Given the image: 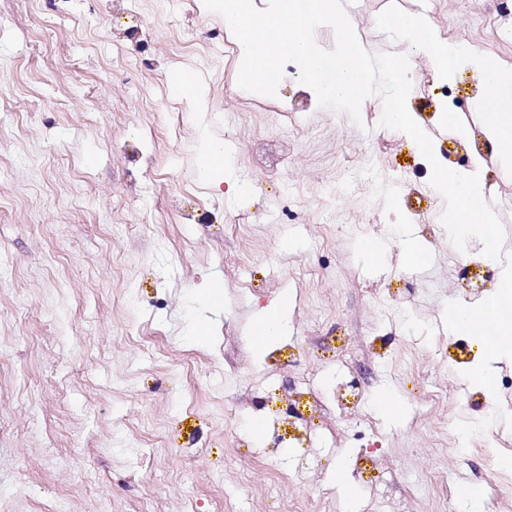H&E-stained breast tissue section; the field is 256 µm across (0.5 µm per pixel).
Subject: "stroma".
<instances>
[{"instance_id":"1","label":"stroma","mask_w":512,"mask_h":512,"mask_svg":"<svg viewBox=\"0 0 512 512\" xmlns=\"http://www.w3.org/2000/svg\"><path fill=\"white\" fill-rule=\"evenodd\" d=\"M392 1L512 68V0H354L365 49L407 52L376 26ZM228 35L202 0H0V512H434L449 483H480L487 435L512 457L504 422L465 447L455 430L492 410L461 398L476 352L456 355L444 308L484 291L448 262L427 160L381 127L379 97L356 123L292 66L276 95L240 89ZM177 66L200 103L174 93ZM409 76L440 160L471 166L438 115L484 139L477 73L440 81L418 55ZM204 131L234 144L229 182L248 195L198 179ZM482 159L512 251V177ZM365 238L386 245L376 262ZM408 240L432 262L409 266ZM210 283L223 307L198 336ZM283 294L290 334L255 355L254 316ZM300 384L368 395L313 415L316 442L293 448L269 395ZM383 390L398 416L377 410ZM272 450L290 476L276 490ZM353 452L381 465L345 491L334 470Z\"/></svg>"}]
</instances>
